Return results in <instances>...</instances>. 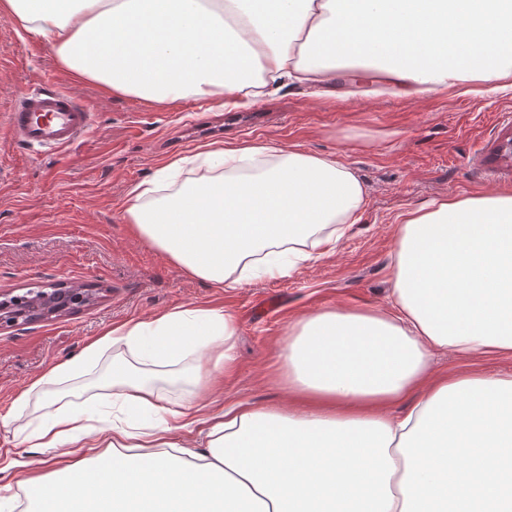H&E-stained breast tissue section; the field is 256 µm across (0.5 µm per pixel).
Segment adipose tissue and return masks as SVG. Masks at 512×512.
Segmentation results:
<instances>
[{
    "label": "adipose tissue",
    "instance_id": "1",
    "mask_svg": "<svg viewBox=\"0 0 512 512\" xmlns=\"http://www.w3.org/2000/svg\"><path fill=\"white\" fill-rule=\"evenodd\" d=\"M71 73L164 104L252 103L269 87L327 84L339 64L385 61L407 93L512 78V0H0ZM137 185V235L226 288L331 253L361 218L365 188L331 156L267 143L206 145ZM394 312L302 317L279 349L295 403L207 418L199 447L174 439L201 410L172 403L154 371L207 354L195 386L234 369V317L178 308L126 323L41 378L40 424L21 443L57 449L19 481L24 512H512V376H436L434 350L512 353V191L403 213ZM107 401L73 409L54 384L112 346ZM407 402L403 414L391 408Z\"/></svg>",
    "mask_w": 512,
    "mask_h": 512
}]
</instances>
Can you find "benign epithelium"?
Segmentation results:
<instances>
[{
	"instance_id": "benign-epithelium-1",
	"label": "benign epithelium",
	"mask_w": 512,
	"mask_h": 512,
	"mask_svg": "<svg viewBox=\"0 0 512 512\" xmlns=\"http://www.w3.org/2000/svg\"><path fill=\"white\" fill-rule=\"evenodd\" d=\"M95 293L90 289L69 287L61 281L40 289V296H12L0 301V326L17 327L63 316L78 304L88 305Z\"/></svg>"
}]
</instances>
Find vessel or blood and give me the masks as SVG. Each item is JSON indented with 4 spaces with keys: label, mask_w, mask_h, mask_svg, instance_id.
Listing matches in <instances>:
<instances>
[{
    "label": "vessel or blood",
    "mask_w": 512,
    "mask_h": 512,
    "mask_svg": "<svg viewBox=\"0 0 512 512\" xmlns=\"http://www.w3.org/2000/svg\"><path fill=\"white\" fill-rule=\"evenodd\" d=\"M7 125L26 149L61 151L89 133L93 114L70 93L36 83L15 97Z\"/></svg>",
    "instance_id": "1"
}]
</instances>
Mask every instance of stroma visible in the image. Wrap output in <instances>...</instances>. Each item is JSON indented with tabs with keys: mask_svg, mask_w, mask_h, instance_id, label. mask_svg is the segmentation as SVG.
<instances>
[{
	"mask_svg": "<svg viewBox=\"0 0 512 512\" xmlns=\"http://www.w3.org/2000/svg\"><path fill=\"white\" fill-rule=\"evenodd\" d=\"M352 72L338 70L320 95L299 85L232 109L215 100L159 105L75 78L49 44L0 16V291L20 295L59 280L101 288L94 304L64 317L0 329V413L104 329L183 307L234 316L236 368L222 384L200 390L189 382L195 361L186 359L160 386L169 400L288 407L278 350L289 324L339 308L390 311L399 215L445 197L512 190V165L495 158L500 140L512 134L511 85L465 82L406 96L382 70H371L362 84ZM46 76L88 104L96 123L71 147L35 155L7 135L6 112L18 93ZM214 140L335 156L367 189L360 221L334 254L283 277L221 288L188 275L139 238L123 213L136 185ZM127 353L114 346L64 384L61 404L106 394L112 359ZM432 369L508 376L512 355L465 362L440 350Z\"/></svg>",
	"mask_w": 512,
	"mask_h": 512,
	"instance_id": "35a3bbf8",
	"label": "stroma"
}]
</instances>
